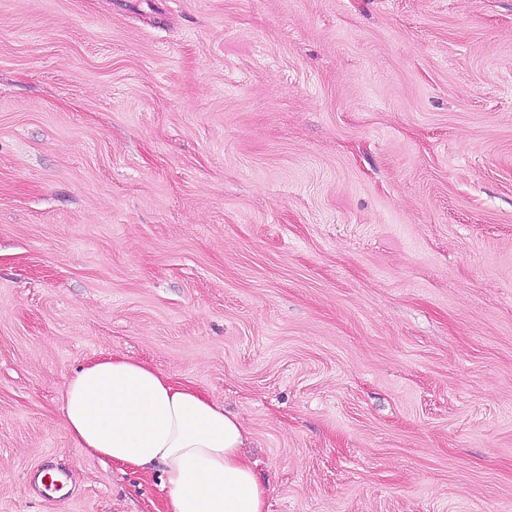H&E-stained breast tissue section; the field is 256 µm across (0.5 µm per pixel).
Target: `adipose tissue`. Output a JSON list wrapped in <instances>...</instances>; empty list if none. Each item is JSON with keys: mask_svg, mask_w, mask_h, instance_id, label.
I'll return each instance as SVG.
<instances>
[{"mask_svg": "<svg viewBox=\"0 0 512 512\" xmlns=\"http://www.w3.org/2000/svg\"><path fill=\"white\" fill-rule=\"evenodd\" d=\"M65 426L103 461L161 467L164 512H267V488L243 449L242 420L196 387L110 354L66 383Z\"/></svg>", "mask_w": 512, "mask_h": 512, "instance_id": "obj_1", "label": "adipose tissue"}]
</instances>
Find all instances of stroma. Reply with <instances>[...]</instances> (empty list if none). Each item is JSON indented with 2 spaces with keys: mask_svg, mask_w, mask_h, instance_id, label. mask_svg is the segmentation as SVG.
Wrapping results in <instances>:
<instances>
[{
  "mask_svg": "<svg viewBox=\"0 0 512 512\" xmlns=\"http://www.w3.org/2000/svg\"><path fill=\"white\" fill-rule=\"evenodd\" d=\"M110 353L268 512H512V0H0V512H160L64 426Z\"/></svg>",
  "mask_w": 512,
  "mask_h": 512,
  "instance_id": "35a3bbf8",
  "label": "stroma"
}]
</instances>
